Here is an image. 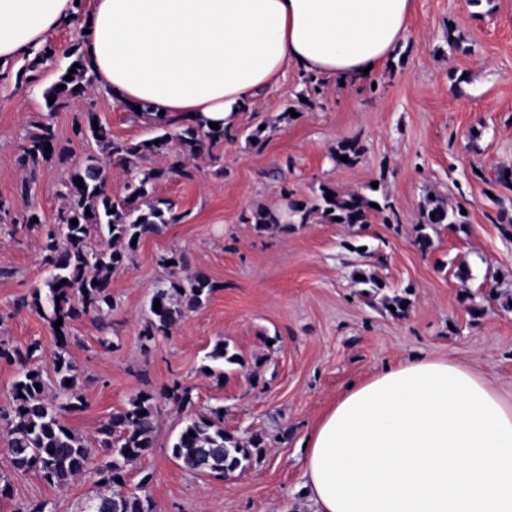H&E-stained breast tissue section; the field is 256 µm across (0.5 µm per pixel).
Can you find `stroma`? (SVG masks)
Here are the masks:
<instances>
[{"instance_id":"1","label":"stroma","mask_w":512,"mask_h":512,"mask_svg":"<svg viewBox=\"0 0 512 512\" xmlns=\"http://www.w3.org/2000/svg\"><path fill=\"white\" fill-rule=\"evenodd\" d=\"M452 34L460 46L449 45ZM51 41L58 55L29 80L15 79L20 61L0 65V200L13 214L33 209L48 221L64 204L61 183L90 159L106 158L94 141L73 138L76 111L97 113L116 139L154 134L148 116L100 90L80 109L48 112L42 93L67 66L62 51L78 44V31L62 27ZM305 78L288 70L238 114L233 137L212 149L220 166L204 156L188 176L157 181L155 198L172 201L177 219L141 243L130 268L113 273L114 307L104 320L71 321L59 337L38 309L16 307L48 275L43 234L0 233V341L19 348L39 341L47 372L61 350L76 366L79 402L63 420L93 443L91 466L109 458L94 444L100 424L132 397H154V447L126 466L125 480L157 512H313L299 489L308 437L351 383L403 359L447 357L512 395V236L501 221L512 216V185L498 180L512 169V0H413L390 64L347 85L324 78L315 88ZM39 121L68 152L37 169L24 195L19 159ZM258 128L259 149L248 140ZM344 142L360 148L355 163L333 160ZM322 184L390 202L395 217L251 224L256 208L281 213L313 202ZM433 203L465 208L466 218L431 231L424 252L415 228ZM172 254L184 260L182 275L206 276L214 290L146 346L145 311L168 275L160 258ZM360 273L381 281L382 292L364 296ZM396 289L410 299L400 316L385 302ZM474 306L480 316L471 315ZM220 341L238 361L218 378L206 368ZM176 388L189 389L191 406L171 398ZM216 407L226 430L268 435L267 448L227 478L191 471L170 454L186 418ZM1 485L0 512H29L41 501L53 512H83L97 490L91 474L50 485L37 471L16 469L0 448Z\"/></svg>"}]
</instances>
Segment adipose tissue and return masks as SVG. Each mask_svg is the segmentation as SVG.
Segmentation results:
<instances>
[{
  "label": "adipose tissue",
  "instance_id": "ef3b65f1",
  "mask_svg": "<svg viewBox=\"0 0 512 512\" xmlns=\"http://www.w3.org/2000/svg\"><path fill=\"white\" fill-rule=\"evenodd\" d=\"M413 0H93L82 51L127 105L232 124L288 69H380ZM74 0H0V63L44 46ZM315 512H512V399L454 361L409 358L353 385L306 443Z\"/></svg>",
  "mask_w": 512,
  "mask_h": 512
}]
</instances>
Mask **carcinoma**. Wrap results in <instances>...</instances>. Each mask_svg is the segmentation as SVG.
<instances>
[{"label": "carcinoma", "instance_id": "obj_1", "mask_svg": "<svg viewBox=\"0 0 512 512\" xmlns=\"http://www.w3.org/2000/svg\"><path fill=\"white\" fill-rule=\"evenodd\" d=\"M57 49L48 43L34 53L28 66L18 70L16 80L22 81L27 72L35 70L55 58ZM69 64L58 80L43 93L45 108L55 112L84 98L96 84L97 76L77 47L64 50ZM79 67H73V64ZM75 72H70V69ZM72 79H65L66 75ZM54 102H49V97ZM155 135L149 141L119 140L112 138L111 130L98 121L95 112L78 113L73 129L76 138L93 139L109 158V163L120 167L129 176L128 193L114 198L106 189L104 168L90 163L74 172L61 183L60 197L66 204L55 215L54 223L45 232L41 263L49 271L43 287L36 288L31 297H20L16 306H35L49 310L46 319L53 324L62 320L57 336L64 338V329L73 320L98 315L113 307L110 283L112 273L127 268L133 262L138 246L133 238L143 239L160 232L162 226L175 220L171 201L154 200L152 195L157 180L165 175H182L187 162L198 158L205 148L231 136V130H217L189 120H176L165 115L152 117ZM178 145L179 160L168 168H145L142 162L154 156H167ZM51 151H45V147ZM60 151V142L51 127L39 123L22 147V166L35 173ZM83 187H78V184ZM333 199H327V194ZM373 200L359 193L338 194L333 188L321 184L316 203L291 206V215L299 216L306 224L319 216L327 222L340 218L343 224L368 222ZM78 224H71V220ZM465 215L461 209H448L437 204L421 215L416 228L415 244L421 250L431 247L427 229L443 224H462ZM10 228L14 236L24 230L34 231L45 224L41 214L30 210L20 217L11 214L10 206L0 201V226ZM107 234V248L88 246L92 228ZM170 269L167 278L159 281L151 296L148 317L141 332L145 341L170 333L184 314L201 306L213 290L205 277H182L178 269L182 258L176 255L160 258ZM160 302V311L153 309ZM40 346L36 343L24 349H9L0 345V358L14 362L21 372L11 389L10 411L4 414L7 426L0 430V439L6 443L11 462L18 469H34L54 486L65 487L88 470L92 448L77 435H68L61 418L75 407L73 390L77 384V368L63 354L55 357L54 377L47 382L43 371L35 364ZM54 389L53 397L47 390ZM157 405L154 398L140 394L127 403L120 412L103 422L97 434L100 446L111 459L95 471L101 490L89 498L83 512H155L147 496L123 491L124 467L146 456L153 448ZM195 436H190L189 432ZM266 436L252 433L239 437L224 429L221 409L210 410L208 415L193 416L185 421L172 447L171 455L185 467L197 472H210L229 476L245 467L253 455L265 448Z\"/></svg>", "mask_w": 512, "mask_h": 512}]
</instances>
